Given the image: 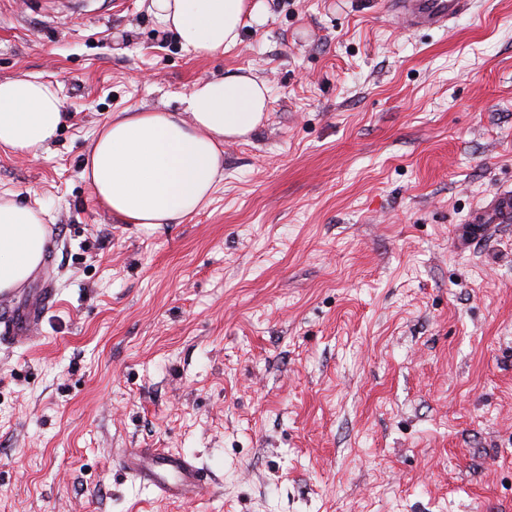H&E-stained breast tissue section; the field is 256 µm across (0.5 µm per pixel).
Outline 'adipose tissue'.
Returning a JSON list of instances; mask_svg holds the SVG:
<instances>
[{
    "label": "adipose tissue",
    "mask_w": 512,
    "mask_h": 512,
    "mask_svg": "<svg viewBox=\"0 0 512 512\" xmlns=\"http://www.w3.org/2000/svg\"><path fill=\"white\" fill-rule=\"evenodd\" d=\"M150 12L181 47L208 56L236 47L245 22L262 23L263 0H150ZM265 82L247 74L205 79L182 95L184 112H122L101 127L82 176L99 204L152 228L194 213L213 193L225 141L264 117ZM57 87L35 76L0 81V149L36 158L63 122ZM42 208L0 197V293L19 289L50 245Z\"/></svg>",
    "instance_id": "1"
}]
</instances>
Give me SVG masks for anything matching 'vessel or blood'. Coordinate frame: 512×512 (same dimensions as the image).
Segmentation results:
<instances>
[{
    "mask_svg": "<svg viewBox=\"0 0 512 512\" xmlns=\"http://www.w3.org/2000/svg\"><path fill=\"white\" fill-rule=\"evenodd\" d=\"M388 9L406 30L442 29L467 13L472 0H388ZM125 467L171 499L203 497L207 482L193 461L157 448L129 449Z\"/></svg>",
    "mask_w": 512,
    "mask_h": 512,
    "instance_id": "b4317fda",
    "label": "vessel or blood"
}]
</instances>
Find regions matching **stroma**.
Instances as JSON below:
<instances>
[{"label":"stroma","mask_w":512,"mask_h":512,"mask_svg":"<svg viewBox=\"0 0 512 512\" xmlns=\"http://www.w3.org/2000/svg\"><path fill=\"white\" fill-rule=\"evenodd\" d=\"M265 4L198 57L149 0H0V81L65 113L40 158L0 149V195L52 237L0 296V512H512V222L475 221L512 191V0L417 32L386 0ZM242 73L268 107L205 207L152 229L98 204L114 114ZM129 448L191 458L205 496L162 497Z\"/></svg>","instance_id":"stroma-1"}]
</instances>
